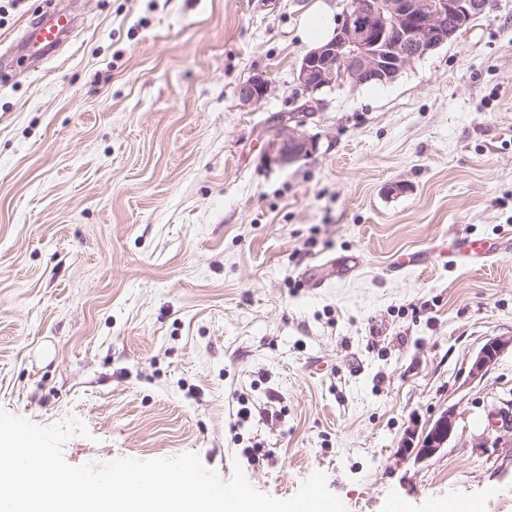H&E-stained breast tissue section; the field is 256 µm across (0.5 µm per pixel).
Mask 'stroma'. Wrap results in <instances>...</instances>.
Here are the masks:
<instances>
[{
  "mask_svg": "<svg viewBox=\"0 0 512 512\" xmlns=\"http://www.w3.org/2000/svg\"><path fill=\"white\" fill-rule=\"evenodd\" d=\"M343 6L0 0V51L80 18L39 71L0 69V409L84 423L69 464L192 452L279 499L322 473L346 512H512V249L437 257L512 241V0L391 83L320 91L316 150L267 164L306 29ZM258 71L273 91L241 105ZM346 255L347 279H305ZM487 249L483 241L464 237L458 243L457 249L448 253L446 250L441 254L443 259H450L455 264L458 262L473 263L487 256ZM506 342L500 339L489 341L481 350L473 366V373L478 374L488 368L496 360L506 346ZM455 416L446 411L434 422L425 433L422 448H417L416 456L420 459L432 457L445 447L454 432Z\"/></svg>",
  "mask_w": 512,
  "mask_h": 512,
  "instance_id": "35a3bbf8",
  "label": "stroma"
}]
</instances>
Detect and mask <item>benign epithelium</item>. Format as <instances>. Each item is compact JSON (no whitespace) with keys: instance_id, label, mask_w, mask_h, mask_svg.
Wrapping results in <instances>:
<instances>
[{"instance_id":"7a95c632","label":"benign epithelium","mask_w":512,"mask_h":512,"mask_svg":"<svg viewBox=\"0 0 512 512\" xmlns=\"http://www.w3.org/2000/svg\"><path fill=\"white\" fill-rule=\"evenodd\" d=\"M488 0H345L335 36L302 58L297 82L306 92L394 81L408 66L430 50L448 42L481 15ZM271 90L265 72L255 73L239 87L246 105L264 100ZM323 101L310 97L303 106L282 114L265 144V158L287 166L312 153L315 142L301 131L309 118L322 111ZM506 346L489 341L473 366L477 374L492 365ZM455 416L446 411L425 433L420 459L445 447L454 432Z\"/></svg>"}]
</instances>
